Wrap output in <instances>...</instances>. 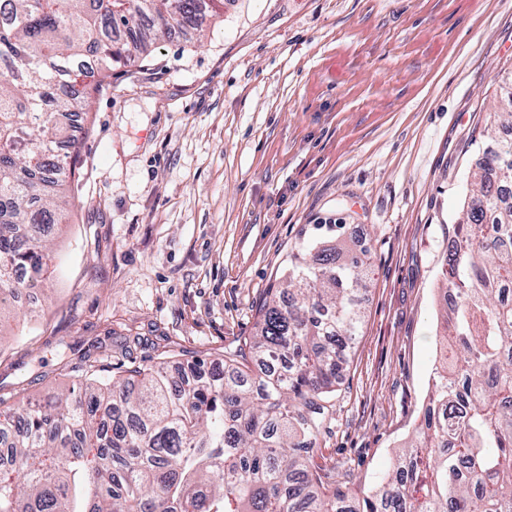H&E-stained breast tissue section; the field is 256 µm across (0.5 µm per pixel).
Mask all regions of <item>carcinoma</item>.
Masks as SVG:
<instances>
[{
    "instance_id": "cac0c4a2",
    "label": "carcinoma",
    "mask_w": 512,
    "mask_h": 512,
    "mask_svg": "<svg viewBox=\"0 0 512 512\" xmlns=\"http://www.w3.org/2000/svg\"><path fill=\"white\" fill-rule=\"evenodd\" d=\"M224 0H7L0 18V315L42 282L63 187L55 147L93 77L128 66L146 26L172 36ZM498 126L512 129V92ZM442 274L444 335L415 435L376 491L325 486L313 439L361 322L367 251L295 261L238 352L186 375L167 359L85 374L0 407V512H512V138L492 137Z\"/></svg>"
}]
</instances>
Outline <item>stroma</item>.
I'll list each match as a JSON object with an SVG mask.
<instances>
[{"mask_svg": "<svg viewBox=\"0 0 512 512\" xmlns=\"http://www.w3.org/2000/svg\"><path fill=\"white\" fill-rule=\"evenodd\" d=\"M512 71V0H224L113 69L74 148L42 288L0 320V400L235 352L301 246L366 251L359 334L312 461L381 486L427 404L437 289ZM332 218L342 233L323 230Z\"/></svg>", "mask_w": 512, "mask_h": 512, "instance_id": "1", "label": "stroma"}]
</instances>
